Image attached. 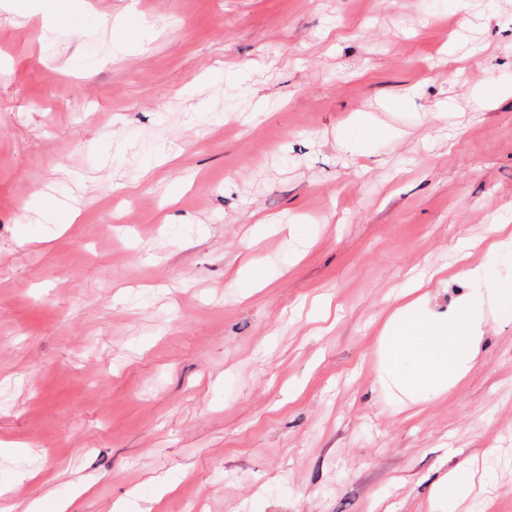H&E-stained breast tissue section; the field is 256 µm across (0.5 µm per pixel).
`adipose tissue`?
I'll return each mask as SVG.
<instances>
[{"mask_svg": "<svg viewBox=\"0 0 512 512\" xmlns=\"http://www.w3.org/2000/svg\"><path fill=\"white\" fill-rule=\"evenodd\" d=\"M419 307V299H408L388 319L385 374L420 395L453 385L466 375L474 360L471 346L480 339L487 316L478 288L433 321Z\"/></svg>", "mask_w": 512, "mask_h": 512, "instance_id": "1", "label": "adipose tissue"}]
</instances>
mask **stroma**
<instances>
[{
    "instance_id": "1",
    "label": "stroma",
    "mask_w": 512,
    "mask_h": 512,
    "mask_svg": "<svg viewBox=\"0 0 512 512\" xmlns=\"http://www.w3.org/2000/svg\"><path fill=\"white\" fill-rule=\"evenodd\" d=\"M138 2L0 0V512H512V315L414 402L381 336L512 278V0ZM455 490L458 492L457 497L470 493L469 485L463 483L457 476L455 477L452 474H448V478L438 485L437 494H441V498L448 497V512L455 511L458 502V498L454 495Z\"/></svg>"
}]
</instances>
